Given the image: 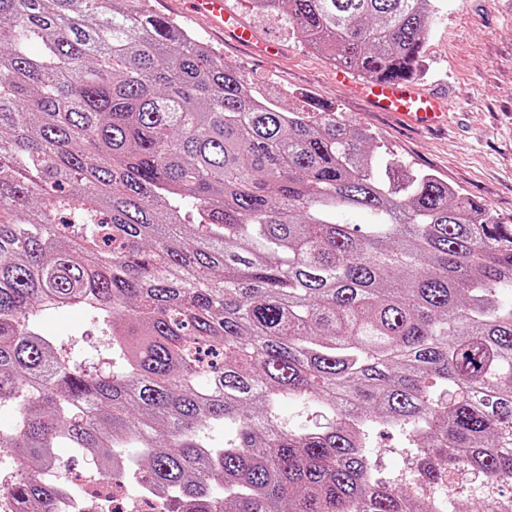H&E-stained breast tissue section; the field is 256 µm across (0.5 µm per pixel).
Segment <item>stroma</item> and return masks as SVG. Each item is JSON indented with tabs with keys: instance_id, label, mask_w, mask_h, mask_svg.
Listing matches in <instances>:
<instances>
[{
	"instance_id": "stroma-1",
	"label": "stroma",
	"mask_w": 512,
	"mask_h": 512,
	"mask_svg": "<svg viewBox=\"0 0 512 512\" xmlns=\"http://www.w3.org/2000/svg\"><path fill=\"white\" fill-rule=\"evenodd\" d=\"M259 37L280 47L263 56L240 46L206 21L190 16L189 0H149L151 11L175 19L223 56L261 92L286 106L320 101L368 129L372 161L395 154L403 165L428 169L479 201L502 223L512 224V0H437V15L425 45L418 84L447 98L446 130L407 127L351 97L336 81V69L300 38L256 15L249 0H231ZM40 331L58 340L96 342L76 307L48 314ZM372 463L378 476L400 484L416 456L402 436L381 424L370 428Z\"/></svg>"
}]
</instances>
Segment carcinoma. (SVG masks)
I'll return each instance as SVG.
<instances>
[{"mask_svg": "<svg viewBox=\"0 0 512 512\" xmlns=\"http://www.w3.org/2000/svg\"><path fill=\"white\" fill-rule=\"evenodd\" d=\"M145 2L0 0V495L71 498L30 472L60 440L107 480L147 461L169 512H440L376 477L375 420L427 485L512 483V224L392 154L374 167L363 126L260 95ZM250 3L370 80L417 78L436 15ZM63 305L106 355L37 330ZM284 402L326 423L290 427Z\"/></svg>", "mask_w": 512, "mask_h": 512, "instance_id": "1", "label": "carcinoma"}]
</instances>
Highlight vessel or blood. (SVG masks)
Here are the masks:
<instances>
[{
    "mask_svg": "<svg viewBox=\"0 0 512 512\" xmlns=\"http://www.w3.org/2000/svg\"><path fill=\"white\" fill-rule=\"evenodd\" d=\"M192 5L197 15L229 30L239 42H253L252 31L239 25L236 14L227 6V0H192ZM336 78L349 82L351 93L365 100L374 111L389 113L412 126L434 128L448 120L446 102L423 92L411 82L391 79L353 84L343 69L338 71Z\"/></svg>",
    "mask_w": 512,
    "mask_h": 512,
    "instance_id": "b4317fda",
    "label": "vessel or blood"
}]
</instances>
